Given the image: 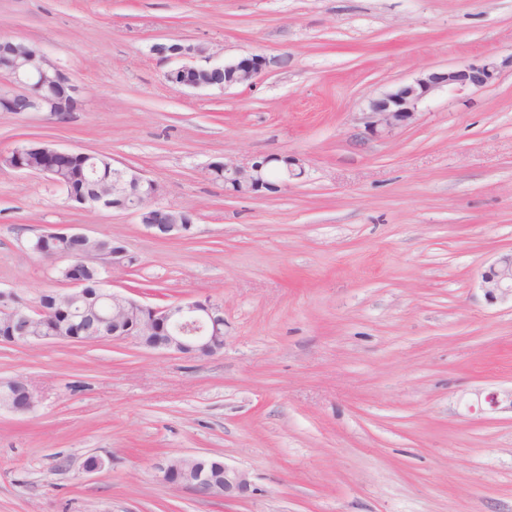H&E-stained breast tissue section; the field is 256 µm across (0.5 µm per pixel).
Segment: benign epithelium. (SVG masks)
I'll return each mask as SVG.
<instances>
[{"label":"benign epithelium","instance_id":"7a95c632","mask_svg":"<svg viewBox=\"0 0 512 512\" xmlns=\"http://www.w3.org/2000/svg\"><path fill=\"white\" fill-rule=\"evenodd\" d=\"M155 50L170 60L178 61L176 67L165 73V79L184 88L250 86L256 83L266 66L265 58L248 55L209 67H199L194 64V59L205 54L206 49L181 39L159 44ZM0 56L13 60L11 87L0 93V109L5 112H58L62 102L52 100L38 105L31 97L29 89L36 79L56 80L71 94L77 93L69 77L39 49L27 52L21 43L1 38ZM498 70L496 61L486 59L464 69L424 74L411 83L369 99L367 112L364 113L365 128L373 136L389 135L411 124L416 118L418 105L435 89L444 85L483 86L495 79ZM80 156L79 152L51 144L43 151L40 167L32 170V173L59 186L61 182L57 177L70 169ZM303 170V160L290 155L256 156L247 163L226 158L210 166L211 173H224L225 191L237 196L276 194L287 185L288 178L302 174ZM95 187L97 190L93 195L83 198L80 205L130 209L156 238L191 232L192 216L180 209L159 205L156 202L158 188L155 182L129 167H112V174L98 178ZM127 187L144 198L146 208L126 205L124 193ZM59 239L67 243H80L89 240V236L77 231H50L37 234V241L30 242L32 251L48 259L67 260L62 270L65 271L64 282L69 286L66 291L69 307L61 311L62 325L51 337L27 336L25 330L29 321L45 314L43 306L38 304L23 311L3 308L0 317L15 325L11 341L31 344L49 339L82 338L86 343H93L99 341L101 336H110L114 340L131 339L137 343L141 336H160L162 340L150 345V348L172 351L190 358L211 356L224 347V310L220 304L206 298L152 307L125 299L106 289L101 278L91 287L85 277L84 266L75 262L74 256L78 251L42 248L44 243ZM127 257L124 247L114 246L112 252L99 255L96 263L102 270L109 265L125 262ZM479 288L491 302L512 299V252L499 256L482 272ZM484 402L494 412L503 408L512 411V389L490 392L484 397ZM192 460L197 464L196 476L187 489L198 495L206 496L213 489L210 470L214 465L224 470V486L219 494L224 500L241 497L250 486L246 472L223 461L204 456H194Z\"/></svg>","mask_w":512,"mask_h":512}]
</instances>
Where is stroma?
Wrapping results in <instances>:
<instances>
[{"instance_id":"1","label":"stroma","mask_w":512,"mask_h":512,"mask_svg":"<svg viewBox=\"0 0 512 512\" xmlns=\"http://www.w3.org/2000/svg\"><path fill=\"white\" fill-rule=\"evenodd\" d=\"M31 44L78 89L74 111L1 112L25 141L105 154L192 214L153 237L130 211L77 209L0 165V290L65 291L57 229L123 241L109 290L152 306L211 299L224 348L198 359L131 340L0 342V512H512V304L482 272L512 250V0H0V38ZM207 67L271 59L252 86L165 79L157 45ZM491 58L484 87H442L389 136L370 98ZM294 155L281 192L232 196L211 164ZM203 455L246 471L226 501L163 483L155 462ZM102 470L83 469L89 457Z\"/></svg>"}]
</instances>
